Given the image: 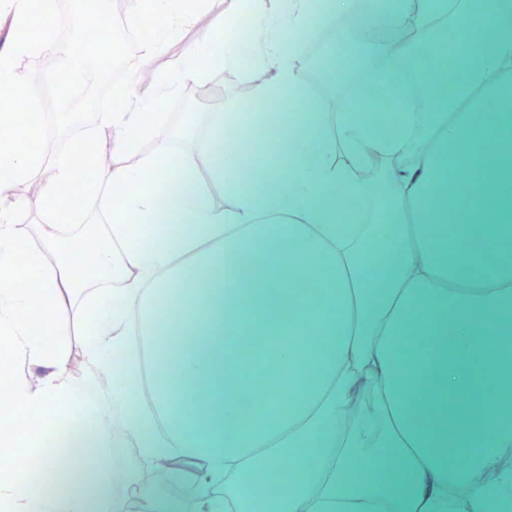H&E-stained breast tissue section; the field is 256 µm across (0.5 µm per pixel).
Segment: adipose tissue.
I'll use <instances>...</instances> for the list:
<instances>
[{
  "label": "adipose tissue",
  "instance_id": "ef3b65f1",
  "mask_svg": "<svg viewBox=\"0 0 512 512\" xmlns=\"http://www.w3.org/2000/svg\"><path fill=\"white\" fill-rule=\"evenodd\" d=\"M314 2L248 0L254 41L216 34L148 95L122 92L102 120L124 162L95 174L108 223H80L65 205L84 179L70 157L46 161L0 133V395L12 409L0 441L13 449L0 512H126L113 487L138 483L143 463L190 484L193 512H488L512 501V0H482L449 53L437 45L458 0H323L320 12ZM343 14L362 29L418 15V46L432 51L427 96L389 113L387 136L331 112L293 64L298 42ZM54 49L43 38L0 48L4 101L23 107L26 126L40 104L18 100L15 60ZM245 56L267 78L211 113L210 135L180 164L208 158L232 208L186 183L176 231L140 245L170 163L160 105ZM271 101L291 110L267 128L260 163L226 168L225 115L249 123ZM377 154L403 162L368 225L336 198L358 196L352 172ZM36 173L40 195L16 199L14 185ZM22 207L43 217L38 248L14 222ZM74 304L76 338L60 324ZM253 345L270 360L254 388L287 393L289 405L241 417L239 353ZM75 346L79 376L68 368ZM367 386L374 419L338 428ZM76 396L92 428L44 451L45 430ZM131 447L138 463L124 460ZM64 457L85 473L81 495L48 493L30 474L32 459L55 472ZM490 469L492 487L481 480Z\"/></svg>",
  "mask_w": 512,
  "mask_h": 512
}]
</instances>
